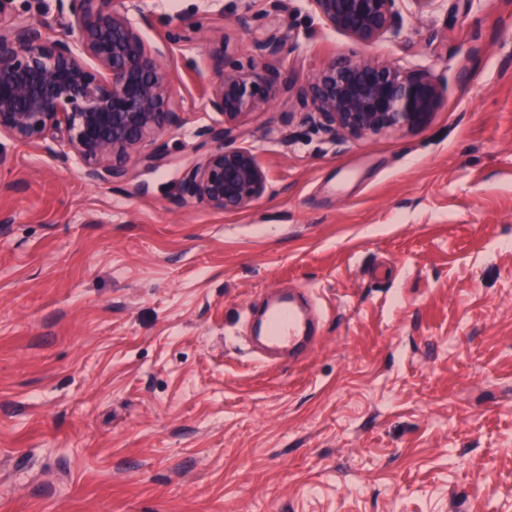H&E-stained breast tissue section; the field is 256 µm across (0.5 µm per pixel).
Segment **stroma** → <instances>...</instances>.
<instances>
[{
    "instance_id": "35a3bbf8",
    "label": "stroma",
    "mask_w": 512,
    "mask_h": 512,
    "mask_svg": "<svg viewBox=\"0 0 512 512\" xmlns=\"http://www.w3.org/2000/svg\"><path fill=\"white\" fill-rule=\"evenodd\" d=\"M370 49L309 0H148L180 122L124 182L64 140L0 169V512H512V0H402ZM305 85L370 52L445 87L413 132L331 141L296 97L236 131L268 177L181 198L223 61ZM312 289L320 339L271 366L243 307Z\"/></svg>"
}]
</instances>
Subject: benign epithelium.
<instances>
[{"label": "benign epithelium", "instance_id": "benign-epithelium-1", "mask_svg": "<svg viewBox=\"0 0 512 512\" xmlns=\"http://www.w3.org/2000/svg\"><path fill=\"white\" fill-rule=\"evenodd\" d=\"M0 0V139L31 143L60 137L92 183L117 184L135 156L158 162L144 146L179 124L164 51L142 35L134 15L146 0H57L69 38L12 12ZM322 23L362 47L398 30L401 0H310ZM292 91L267 65L226 64L207 94L221 117L207 128L205 151L184 170L182 196L224 211L260 199L267 174L253 149L236 143L240 117ZM312 108L304 120L331 140L427 127L445 89L427 70H407L373 56L328 60L297 91Z\"/></svg>", "mask_w": 512, "mask_h": 512}]
</instances>
